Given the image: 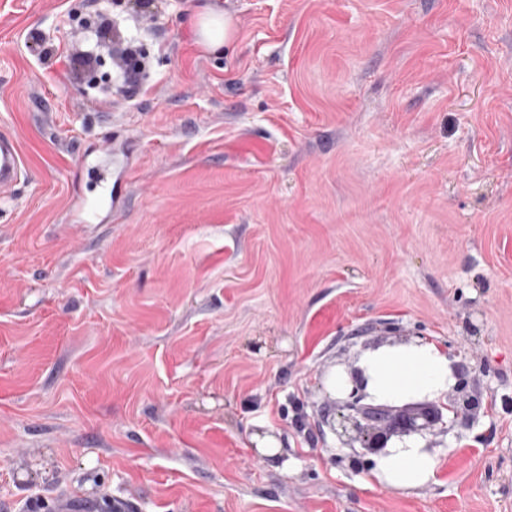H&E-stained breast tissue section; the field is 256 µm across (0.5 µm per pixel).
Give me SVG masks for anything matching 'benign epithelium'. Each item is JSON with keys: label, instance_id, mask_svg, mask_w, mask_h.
Returning a JSON list of instances; mask_svg holds the SVG:
<instances>
[{"label": "benign epithelium", "instance_id": "1", "mask_svg": "<svg viewBox=\"0 0 512 512\" xmlns=\"http://www.w3.org/2000/svg\"><path fill=\"white\" fill-rule=\"evenodd\" d=\"M457 382L454 386L456 397L448 402L432 401L428 397L408 400L387 401L371 404L367 392L368 376L362 368L347 371L343 387L338 390L336 413L333 418L323 419L329 423L340 438L359 444L361 451L355 455H385L393 441L401 443L412 437L427 438L447 429L448 415L458 418L469 415L478 408L479 400L467 394L468 383L459 367H454Z\"/></svg>", "mask_w": 512, "mask_h": 512}]
</instances>
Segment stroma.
Returning <instances> with one entry per match:
<instances>
[{"label":"stroma","instance_id":"1","mask_svg":"<svg viewBox=\"0 0 512 512\" xmlns=\"http://www.w3.org/2000/svg\"><path fill=\"white\" fill-rule=\"evenodd\" d=\"M80 14L144 68L90 87ZM1 133L0 512H512V0H0ZM422 336L480 405L397 489L319 372ZM193 29L200 44L207 51L222 50L236 38L233 21L224 15V10L212 7L198 14ZM24 175V161L17 141L8 135L0 136V191L19 181ZM91 178L95 182V188H100L103 194H107L113 214L120 211L123 200L120 194L115 191L113 194L112 175L104 170L93 169Z\"/></svg>","mask_w":512,"mask_h":512}]
</instances>
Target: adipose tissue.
<instances>
[{"label":"adipose tissue","mask_w":512,"mask_h":512,"mask_svg":"<svg viewBox=\"0 0 512 512\" xmlns=\"http://www.w3.org/2000/svg\"><path fill=\"white\" fill-rule=\"evenodd\" d=\"M193 29L198 44L211 52L225 48L236 37L232 19L217 7L198 14ZM362 365L370 377L369 391L381 397H392L408 390L441 395L454 384L447 355L433 345L367 356ZM435 470L434 457L419 445L394 448L375 464L378 479L400 489L428 484Z\"/></svg>","instance_id":"1"}]
</instances>
